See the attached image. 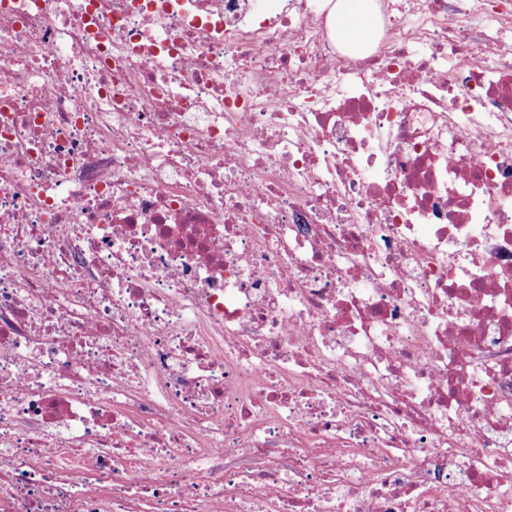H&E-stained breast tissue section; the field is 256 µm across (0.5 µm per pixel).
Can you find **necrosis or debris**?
<instances>
[{"instance_id": "obj_1", "label": "necrosis or debris", "mask_w": 512, "mask_h": 512, "mask_svg": "<svg viewBox=\"0 0 512 512\" xmlns=\"http://www.w3.org/2000/svg\"><path fill=\"white\" fill-rule=\"evenodd\" d=\"M0 0V512H512V0ZM335 1L332 12L336 18V40L342 44L361 45L370 35L361 0Z\"/></svg>"}]
</instances>
